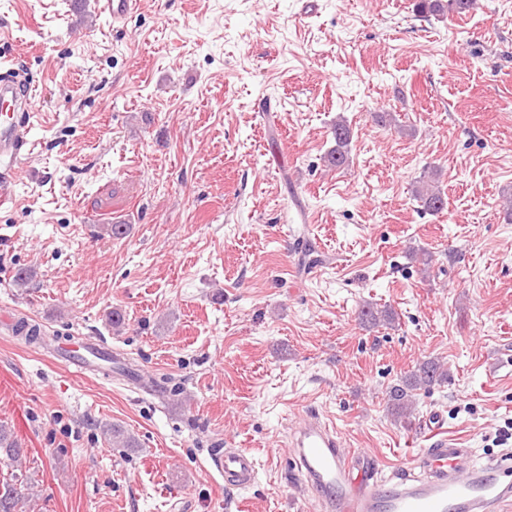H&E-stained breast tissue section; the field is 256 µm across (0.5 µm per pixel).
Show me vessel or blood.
I'll return each instance as SVG.
<instances>
[{
	"instance_id": "b4317fda",
	"label": "vessel or blood",
	"mask_w": 512,
	"mask_h": 512,
	"mask_svg": "<svg viewBox=\"0 0 512 512\" xmlns=\"http://www.w3.org/2000/svg\"><path fill=\"white\" fill-rule=\"evenodd\" d=\"M136 0H98L99 12L113 28L124 27ZM31 91L15 77H0V204L13 199L20 163L28 152L35 114ZM98 341L82 351L58 352L75 372L89 371L88 358L103 352ZM293 463L316 492L325 512H512V455L477 460L471 449L447 438L413 456L408 465L385 472L371 454L343 448L333 427L306 419L293 432ZM213 467L230 489L244 490L255 481L257 460L242 448L213 456Z\"/></svg>"
}]
</instances>
